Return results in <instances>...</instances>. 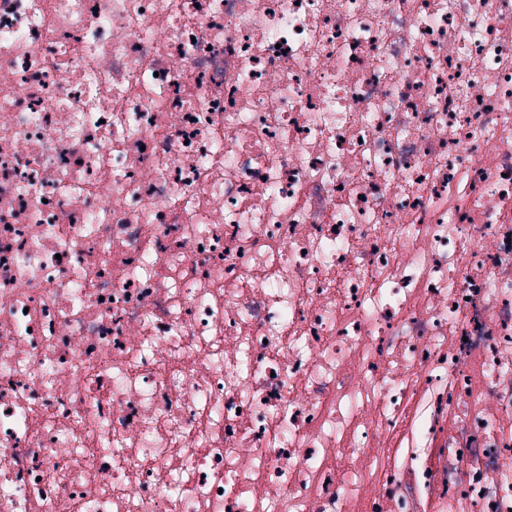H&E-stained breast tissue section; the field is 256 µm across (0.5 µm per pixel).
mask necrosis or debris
Returning <instances> with one entry per match:
<instances>
[{"mask_svg": "<svg viewBox=\"0 0 512 512\" xmlns=\"http://www.w3.org/2000/svg\"><path fill=\"white\" fill-rule=\"evenodd\" d=\"M0 512H512V0H0Z\"/></svg>", "mask_w": 512, "mask_h": 512, "instance_id": "4bbe7bcc", "label": "necrosis or debris"}]
</instances>
